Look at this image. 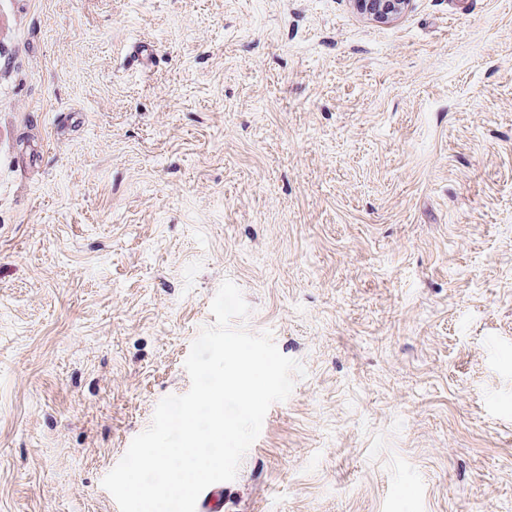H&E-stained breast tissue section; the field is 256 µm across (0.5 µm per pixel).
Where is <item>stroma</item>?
Segmentation results:
<instances>
[{
	"instance_id": "35a3bbf8",
	"label": "stroma",
	"mask_w": 512,
	"mask_h": 512,
	"mask_svg": "<svg viewBox=\"0 0 512 512\" xmlns=\"http://www.w3.org/2000/svg\"><path fill=\"white\" fill-rule=\"evenodd\" d=\"M227 279L224 512H512V0H0V512H114ZM408 0H353L356 9L376 20H391L404 9Z\"/></svg>"
}]
</instances>
